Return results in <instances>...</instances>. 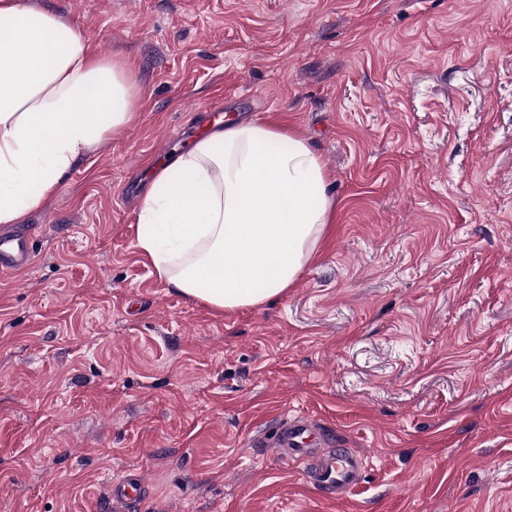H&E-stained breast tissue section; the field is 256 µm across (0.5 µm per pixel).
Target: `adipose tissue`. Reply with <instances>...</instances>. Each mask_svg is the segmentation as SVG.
<instances>
[{"label":"adipose tissue","instance_id":"1","mask_svg":"<svg viewBox=\"0 0 512 512\" xmlns=\"http://www.w3.org/2000/svg\"><path fill=\"white\" fill-rule=\"evenodd\" d=\"M142 89L85 31L30 0H0V224H18L137 116ZM332 176L299 134L228 122L157 171L137 246L161 280L219 310L284 296L335 217Z\"/></svg>","mask_w":512,"mask_h":512}]
</instances>
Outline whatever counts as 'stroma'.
Wrapping results in <instances>:
<instances>
[{"mask_svg":"<svg viewBox=\"0 0 512 512\" xmlns=\"http://www.w3.org/2000/svg\"><path fill=\"white\" fill-rule=\"evenodd\" d=\"M143 99L31 213L0 274V512H512V0H37ZM303 135L336 220L288 293L232 313L137 246L204 108ZM363 456L323 499L268 441ZM141 479L137 475L122 476L112 481L106 512H127L140 494Z\"/></svg>","mask_w":512,"mask_h":512,"instance_id":"35a3bbf8","label":"stroma"}]
</instances>
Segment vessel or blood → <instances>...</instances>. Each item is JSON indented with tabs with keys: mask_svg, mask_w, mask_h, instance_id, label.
Wrapping results in <instances>:
<instances>
[{
	"mask_svg": "<svg viewBox=\"0 0 512 512\" xmlns=\"http://www.w3.org/2000/svg\"><path fill=\"white\" fill-rule=\"evenodd\" d=\"M33 263L31 236L27 229L10 224L0 226V273L21 272ZM323 439L316 423L298 418H283L278 423L272 445L297 463L314 462L311 482L328 494L346 493L360 482L364 462L352 451L339 449L321 452ZM141 479L136 475L113 480L108 512H128L140 493Z\"/></svg>",
	"mask_w": 512,
	"mask_h": 512,
	"instance_id": "1",
	"label": "vessel or blood"
}]
</instances>
